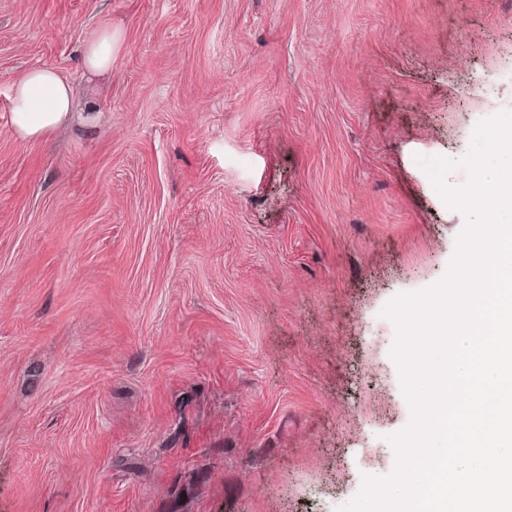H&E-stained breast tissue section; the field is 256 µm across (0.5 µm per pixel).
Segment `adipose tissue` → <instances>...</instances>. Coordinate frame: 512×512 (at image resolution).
Segmentation results:
<instances>
[{
    "label": "adipose tissue",
    "mask_w": 512,
    "mask_h": 512,
    "mask_svg": "<svg viewBox=\"0 0 512 512\" xmlns=\"http://www.w3.org/2000/svg\"><path fill=\"white\" fill-rule=\"evenodd\" d=\"M11 93L10 122L21 140L45 139L74 117L73 88L53 68L26 72L13 83Z\"/></svg>",
    "instance_id": "adipose-tissue-1"
}]
</instances>
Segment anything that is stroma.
<instances>
[{
	"instance_id": "35a3bbf8",
	"label": "stroma",
	"mask_w": 512,
	"mask_h": 512,
	"mask_svg": "<svg viewBox=\"0 0 512 512\" xmlns=\"http://www.w3.org/2000/svg\"><path fill=\"white\" fill-rule=\"evenodd\" d=\"M37 67L80 116L25 142ZM506 112L512 0H0V512H336L391 475L383 310L466 226L420 161ZM112 24L104 23L92 34L83 56L84 68L93 72H106L112 68Z\"/></svg>"
}]
</instances>
